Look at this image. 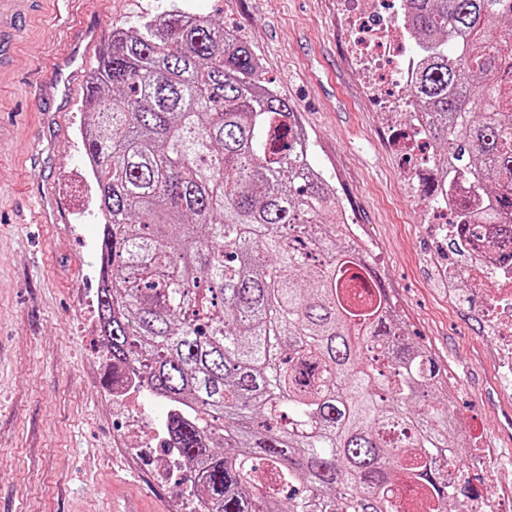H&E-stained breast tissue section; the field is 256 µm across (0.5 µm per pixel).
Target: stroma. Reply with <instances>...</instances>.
I'll return each mask as SVG.
<instances>
[{
  "instance_id": "stroma-1",
  "label": "stroma",
  "mask_w": 512,
  "mask_h": 512,
  "mask_svg": "<svg viewBox=\"0 0 512 512\" xmlns=\"http://www.w3.org/2000/svg\"><path fill=\"white\" fill-rule=\"evenodd\" d=\"M176 1L255 52L308 136L311 163L356 214L410 334L453 376L460 427L512 451V400L497 385L502 355L484 318L494 291L453 279L469 258L423 220L427 201L408 171L424 153L408 147L405 116L385 111L395 88L366 94L336 0H41L0 73V512H110L131 498L142 512L191 507L157 436L165 405L147 394L134 409L112 400V364L91 324L101 217L81 136L86 86L67 101L29 94L83 29H98L104 47L113 30ZM51 107L60 116L48 126ZM48 195L63 223H42Z\"/></svg>"
}]
</instances>
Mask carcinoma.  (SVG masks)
Listing matches in <instances>:
<instances>
[{"mask_svg": "<svg viewBox=\"0 0 512 512\" xmlns=\"http://www.w3.org/2000/svg\"><path fill=\"white\" fill-rule=\"evenodd\" d=\"M403 3L440 179L461 169L484 191L472 231L512 235V0ZM259 71L233 31L177 7L113 30L91 70L107 355L167 404L203 512H451L472 481L448 483V370L410 338Z\"/></svg>", "mask_w": 512, "mask_h": 512, "instance_id": "carcinoma-1", "label": "carcinoma"}]
</instances>
